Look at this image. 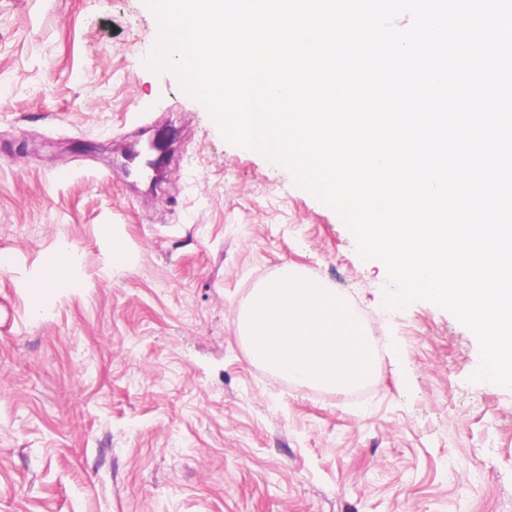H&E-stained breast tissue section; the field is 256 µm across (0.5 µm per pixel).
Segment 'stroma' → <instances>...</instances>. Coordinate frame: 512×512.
<instances>
[{"mask_svg": "<svg viewBox=\"0 0 512 512\" xmlns=\"http://www.w3.org/2000/svg\"><path fill=\"white\" fill-rule=\"evenodd\" d=\"M156 25L144 0H0V512H512V390L472 381L475 336L385 307L337 213L146 66ZM164 134L149 190L122 154ZM61 244L72 285L41 287ZM285 264L379 351L354 392L251 359L240 316Z\"/></svg>", "mask_w": 512, "mask_h": 512, "instance_id": "stroma-1", "label": "stroma"}]
</instances>
